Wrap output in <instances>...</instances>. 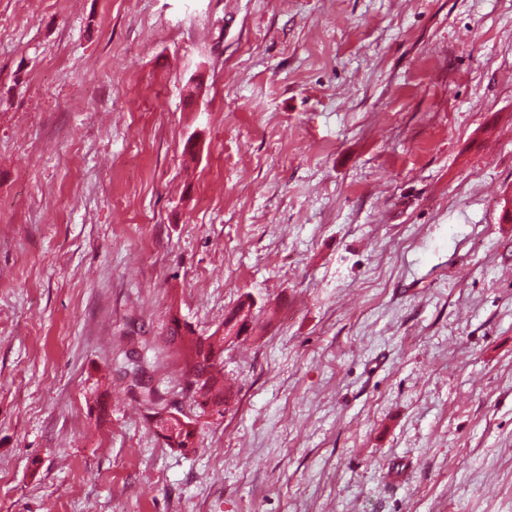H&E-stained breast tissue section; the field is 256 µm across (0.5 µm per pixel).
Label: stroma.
I'll use <instances>...</instances> for the list:
<instances>
[{"mask_svg":"<svg viewBox=\"0 0 512 512\" xmlns=\"http://www.w3.org/2000/svg\"><path fill=\"white\" fill-rule=\"evenodd\" d=\"M511 204L512 0H0V512H512ZM246 308L222 330L217 329L209 336H196L186 322L181 323L177 316H172L169 328L170 344L182 359L188 375L190 401L205 412L211 407L223 414L224 406L231 400V393L224 386V373L217 365V351L235 336L243 324L242 317ZM229 333L230 336L225 335ZM142 401L148 412V420L156 434L169 448H193L196 435V423L178 409L166 410L158 392L152 386H141ZM178 414L183 422L175 416Z\"/></svg>","mask_w":512,"mask_h":512,"instance_id":"obj_1","label":"stroma"}]
</instances>
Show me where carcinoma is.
Wrapping results in <instances>:
<instances>
[{"label": "carcinoma", "instance_id": "1", "mask_svg": "<svg viewBox=\"0 0 512 512\" xmlns=\"http://www.w3.org/2000/svg\"><path fill=\"white\" fill-rule=\"evenodd\" d=\"M169 337L188 375L190 401L203 411L211 407L222 412L231 395L224 386V373L217 365V351L230 341V337L220 329L209 336H197L191 326L176 316L171 319ZM141 394L149 423L165 445L169 448L193 447L195 421L187 416L178 418L177 409H166L155 388L144 384Z\"/></svg>", "mask_w": 512, "mask_h": 512}]
</instances>
